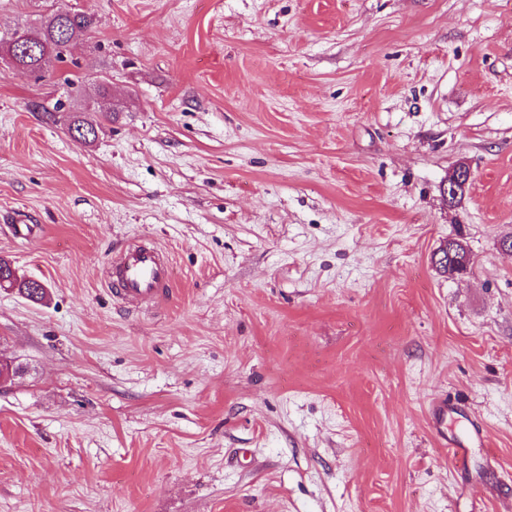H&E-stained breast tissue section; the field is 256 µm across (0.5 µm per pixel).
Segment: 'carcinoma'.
<instances>
[{"instance_id": "carcinoma-1", "label": "carcinoma", "mask_w": 512, "mask_h": 512, "mask_svg": "<svg viewBox=\"0 0 512 512\" xmlns=\"http://www.w3.org/2000/svg\"><path fill=\"white\" fill-rule=\"evenodd\" d=\"M97 24L96 16L86 11L56 10L44 16L35 27L20 29L26 41L38 47V51L29 55L24 50L10 55L14 66L22 74L35 75L43 72L54 63L66 61V51L70 43L80 35L91 33ZM69 129L86 141L96 137L93 125L75 116L70 121ZM457 241L446 242V247H438L434 251L432 263L436 270L444 275L455 263ZM7 270L5 283L0 287L14 288L19 294L32 301H39L45 296V289L37 287V281L26 279L17 274L11 263L0 258V271Z\"/></svg>"}]
</instances>
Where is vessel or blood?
<instances>
[{"instance_id": "vessel-or-blood-1", "label": "vessel or blood", "mask_w": 512, "mask_h": 512, "mask_svg": "<svg viewBox=\"0 0 512 512\" xmlns=\"http://www.w3.org/2000/svg\"><path fill=\"white\" fill-rule=\"evenodd\" d=\"M112 269L119 283L115 296L131 306L165 297L173 277L170 262L157 247L150 245L123 250L113 260ZM458 412L457 406L444 399L433 401L430 407L436 436L447 446L451 462L461 466L465 464L470 448L480 444L482 434L476 429L464 435L449 433L448 418Z\"/></svg>"}]
</instances>
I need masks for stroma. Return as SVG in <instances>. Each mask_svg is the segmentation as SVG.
<instances>
[{"label":"stroma","mask_w":512,"mask_h":512,"mask_svg":"<svg viewBox=\"0 0 512 512\" xmlns=\"http://www.w3.org/2000/svg\"><path fill=\"white\" fill-rule=\"evenodd\" d=\"M60 7L98 20L68 62L0 57V258L47 290L0 288V512H512V0H0V31ZM151 243L173 292L126 308L112 254ZM448 240H446L447 241L446 243H444L445 241H443L439 245V247L436 249V251H434L432 258H431L432 263L435 266L436 270L443 276H445V274L448 272V267H452L453 264L455 263V257L458 255L457 250H458V248L461 247L459 242L455 241V238H454V241H448ZM443 243L446 244V247L449 246L448 249L443 248V245H444ZM454 245H456L455 248H454ZM435 257H436V259H435ZM430 415L436 436L441 440L443 446H448V454L455 466L465 464L469 448L481 444L482 433L472 425V430L465 435H448V416L461 415L460 408L448 404V399H438L432 402Z\"/></svg>","instance_id":"obj_1"}]
</instances>
